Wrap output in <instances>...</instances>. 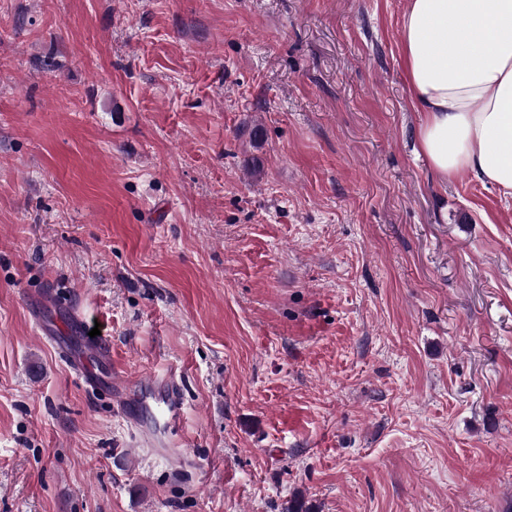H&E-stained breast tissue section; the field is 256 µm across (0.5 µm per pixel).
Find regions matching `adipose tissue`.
I'll return each instance as SVG.
<instances>
[{
    "instance_id": "obj_1",
    "label": "adipose tissue",
    "mask_w": 512,
    "mask_h": 512,
    "mask_svg": "<svg viewBox=\"0 0 512 512\" xmlns=\"http://www.w3.org/2000/svg\"><path fill=\"white\" fill-rule=\"evenodd\" d=\"M399 47L432 172L512 196V0H407Z\"/></svg>"
}]
</instances>
